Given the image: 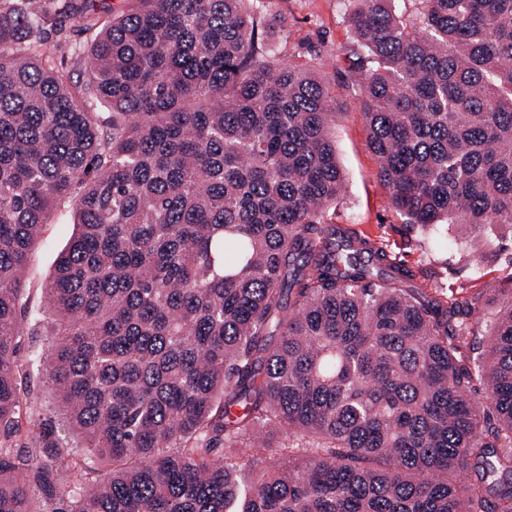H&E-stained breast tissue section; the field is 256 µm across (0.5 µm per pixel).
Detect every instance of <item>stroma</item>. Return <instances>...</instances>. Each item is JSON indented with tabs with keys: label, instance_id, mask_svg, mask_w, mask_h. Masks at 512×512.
Masks as SVG:
<instances>
[{
	"label": "stroma",
	"instance_id": "stroma-1",
	"mask_svg": "<svg viewBox=\"0 0 512 512\" xmlns=\"http://www.w3.org/2000/svg\"><path fill=\"white\" fill-rule=\"evenodd\" d=\"M356 0H249L248 7L265 18L269 37L281 62L317 70L332 93L342 102L332 132L336 155L344 174L341 197L323 215L329 224H348L361 236L374 239L393 258L421 270V283L444 304L487 296L489 289L512 282V232H477L465 224L441 230L410 227L392 206L379 179V160L368 144L365 117L359 103L360 87L353 79L359 51L348 23ZM121 0H88L85 18L63 17L57 24L66 39L65 55L55 65L71 82L84 73L70 59L84 50L90 37L88 21L104 19L107 11L120 10ZM74 213L55 212L50 224L33 246L28 258L25 286L35 310L47 309L46 286L57 258L75 231ZM49 342L45 333L21 336L19 360L23 381L34 387L38 400L22 403L20 430L15 444L36 445L41 439L55 441L66 459L59 478L71 480L78 466L91 465L90 456L77 446L55 407L53 390L36 356Z\"/></svg>",
	"mask_w": 512,
	"mask_h": 512
}]
</instances>
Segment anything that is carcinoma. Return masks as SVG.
Listing matches in <instances>:
<instances>
[{"mask_svg":"<svg viewBox=\"0 0 512 512\" xmlns=\"http://www.w3.org/2000/svg\"><path fill=\"white\" fill-rule=\"evenodd\" d=\"M361 108L406 223L512 230V0H358ZM0 0V512H512V282L479 358L458 306L324 224L344 187L342 108L277 67L245 0H124L73 85L52 14ZM61 208L77 232L47 288L40 355L105 473L53 482L22 455L23 272ZM360 240V246L354 240ZM286 438L261 439L263 429ZM224 447L215 459L213 451Z\"/></svg>","mask_w":512,"mask_h":512,"instance_id":"cac0c4a2","label":"carcinoma"}]
</instances>
